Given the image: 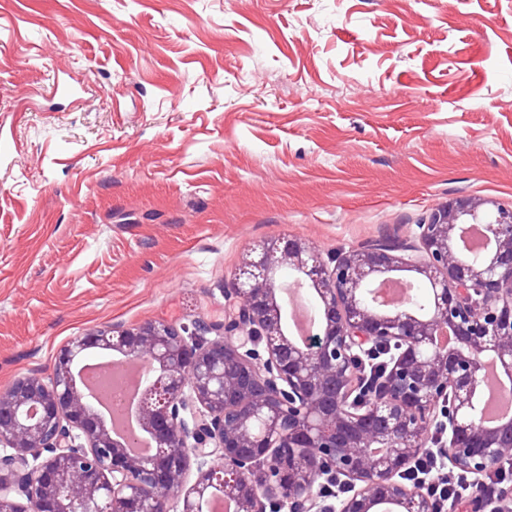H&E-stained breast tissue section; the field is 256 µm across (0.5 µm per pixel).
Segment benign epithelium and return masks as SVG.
Instances as JSON below:
<instances>
[{
  "label": "benign epithelium",
  "instance_id": "obj_1",
  "mask_svg": "<svg viewBox=\"0 0 512 512\" xmlns=\"http://www.w3.org/2000/svg\"><path fill=\"white\" fill-rule=\"evenodd\" d=\"M488 245L463 258L464 227ZM314 291L318 325L287 335L277 273ZM426 288L384 312L370 294L389 274ZM224 325L181 330L166 320L103 327L72 338L48 378L0 392V512H204L220 492L233 512H436L402 479L444 428L448 471L470 484L467 512H512V487L490 492L489 469L512 461V418L479 417L484 360L512 385V209L459 197L435 209L414 239L378 240L325 258L274 236L224 288ZM451 328L454 344L436 336ZM215 338H209L210 334ZM90 347L154 371L139 406L153 452L132 456L96 421L73 367ZM393 355L381 392L357 395V360ZM349 492L322 503L319 489Z\"/></svg>",
  "mask_w": 512,
  "mask_h": 512
}]
</instances>
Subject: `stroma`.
Here are the masks:
<instances>
[{
    "instance_id": "stroma-1",
    "label": "stroma",
    "mask_w": 512,
    "mask_h": 512,
    "mask_svg": "<svg viewBox=\"0 0 512 512\" xmlns=\"http://www.w3.org/2000/svg\"><path fill=\"white\" fill-rule=\"evenodd\" d=\"M0 140L2 389L93 329L223 323L250 243L512 208V0H0Z\"/></svg>"
}]
</instances>
